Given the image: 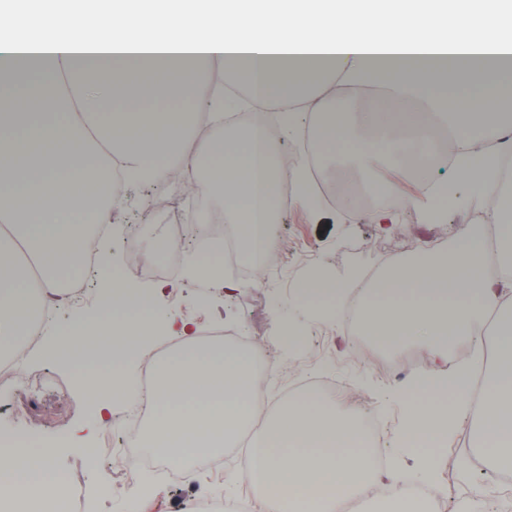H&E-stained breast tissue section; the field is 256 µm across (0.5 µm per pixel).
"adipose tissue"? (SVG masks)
Here are the masks:
<instances>
[{"instance_id": "adipose-tissue-1", "label": "adipose tissue", "mask_w": 512, "mask_h": 512, "mask_svg": "<svg viewBox=\"0 0 512 512\" xmlns=\"http://www.w3.org/2000/svg\"><path fill=\"white\" fill-rule=\"evenodd\" d=\"M235 61L248 94L229 93L196 61ZM377 85L378 104L351 123L353 100L337 87ZM512 0H0V348L15 357L45 304L63 296L82 268L80 245L112 221L95 191L123 181H155L170 165L209 164L237 224L244 253L261 251L260 227L282 202L306 204L308 167L285 173L263 139L270 105L282 132L296 134L307 116H328L315 148L351 144L373 167L394 154L421 180L418 201L385 182L401 206L422 219L459 204L456 186L506 200L512 123ZM164 104L149 112L145 101ZM416 102L419 112L401 111ZM248 107L245 132L198 135L204 112L220 124ZM431 117L455 146L454 177L432 180L434 140L419 127ZM489 141L479 154L471 145ZM496 224L494 246L462 230L453 249L396 265L368 290L363 329L380 346L416 340L432 365L405 389L404 447L421 451L429 473L462 420L477 430L473 450L489 477L512 473V211ZM104 313L47 325L43 352L57 356L88 334L142 339L154 317L134 291H121ZM499 325V359L483 379L490 392L472 399L470 374L448 362L451 347H471L487 314ZM156 367L158 392L144 447L192 471L251 422L262 397L252 388L260 351L196 340ZM125 353H92L72 370L95 386L117 376ZM377 477L357 416L319 396L292 401L254 439L246 478L265 512H342L369 493ZM63 472L42 448H0V496L60 497Z\"/></svg>"}]
</instances>
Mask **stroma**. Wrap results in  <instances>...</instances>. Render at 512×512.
<instances>
[{
    "instance_id": "1",
    "label": "stroma",
    "mask_w": 512,
    "mask_h": 512,
    "mask_svg": "<svg viewBox=\"0 0 512 512\" xmlns=\"http://www.w3.org/2000/svg\"><path fill=\"white\" fill-rule=\"evenodd\" d=\"M160 185L129 184L119 209L120 218L112 224V236L101 242L102 250L112 256L113 268H120L124 243L136 235L140 245H151V259L166 263L168 241L173 238L165 219L153 216L152 199L160 194ZM459 196L465 206L455 208L440 222L422 221L415 207L397 211V225L390 232H380L371 211L352 213L340 206L321 205L311 211L295 207L279 215L277 233L282 241V256L273 270H265L244 280L241 288L226 291L223 283L190 279L187 274L193 250H185L175 263L176 272L167 289L154 292V279L126 274L123 284L134 286L145 297L157 323L167 326L181 321L194 325L219 322L233 328L239 335L252 338L253 346L275 364L265 388L264 400L270 411L287 404L288 381L293 372L338 379L343 392L330 394L337 409L356 412L358 417L370 416L381 425L385 437L382 454L387 463L416 473V451L404 448L400 439L405 411L404 390L412 373L390 379L373 365L374 356L385 360L403 358L407 350L399 347L379 353L367 336H359L356 344L339 345L342 326L335 313L345 306L352 293H366L371 285L369 269L385 270L394 261L410 259L423 250L450 248L466 221L483 214L485 223L496 224L497 209L493 202L475 200L469 186L459 185ZM322 267L327 278L342 287L330 313L316 311L303 297L312 267ZM162 337L140 343L118 378L112 399L113 420L108 428L118 430L124 408L136 400L145 357ZM32 368L46 373L48 382L39 392L18 384L8 392H0V430L23 431L39 442L54 444L53 464L70 480L88 484L94 501V512H171L172 504L182 503L189 495L204 490L206 484L199 472L187 473L183 483L162 487L160 495L129 502L99 490L95 479L89 478L83 451L92 447L103 428L88 403V390L74 373L56 361L34 357ZM17 404L28 405L30 417L22 421L13 413ZM474 432L468 422H461L448 452L454 461L453 471L436 466L433 480L418 477L417 485H429L442 495L446 512H466L475 501L484 505V512H494L487 504L485 486L488 478L484 467L470 449ZM455 481H448V474Z\"/></svg>"
}]
</instances>
